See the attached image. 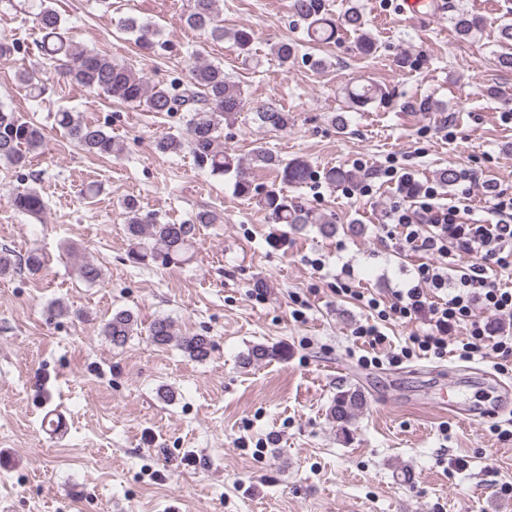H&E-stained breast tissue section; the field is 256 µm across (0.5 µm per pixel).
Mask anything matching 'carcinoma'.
Here are the masks:
<instances>
[{
	"label": "carcinoma",
	"mask_w": 512,
	"mask_h": 512,
	"mask_svg": "<svg viewBox=\"0 0 512 512\" xmlns=\"http://www.w3.org/2000/svg\"><path fill=\"white\" fill-rule=\"evenodd\" d=\"M219 2L188 0L186 24L204 32L213 41H222L225 36H230L239 53L250 58L252 32L247 28L237 29L231 34L225 31ZM290 10L306 22L307 37L314 42H331L339 32L349 30L357 34V45L363 54L370 55L376 49L374 39L366 30L367 21L354 6L345 9L336 19L326 11L324 0H292ZM34 23L42 34L40 47L43 58L56 64L57 72L63 78L92 93L136 105L148 112L188 114L185 134L156 138L154 146L157 152L177 154L189 149L197 164L208 168L211 174L233 177L234 193L240 198L255 201L276 224H284L294 231L307 224H314L325 236L336 233V224L332 219L299 205L288 195L289 188L299 187L319 176L308 161H284L265 148L258 147L253 151L250 162L245 163L219 144L224 122L235 120L245 110L250 112L253 122L277 131H284L294 124L292 113L273 102L246 108L247 100L240 85L224 75V68L211 62H195L185 80H175L168 84L153 83L142 71L116 62L65 36L60 15L46 0H39ZM481 24L480 18L464 13L456 18L457 33L463 38L477 32ZM116 26L134 34L135 41L148 54L158 47L163 50L169 48L168 43L157 40V29L149 22L121 17ZM499 39L507 52L498 55V66L510 71L512 24L501 26ZM271 53L280 64L286 66L295 59L296 47L289 42H280L271 47ZM17 79L36 97L44 92L42 84L37 82L34 69L20 70ZM389 97L390 92L373 83L356 85L347 90L349 103L356 110L377 100L384 103ZM56 124L86 152L100 155L118 153L112 136L101 125L86 121L72 111L57 112ZM44 140L45 134L39 126L15 110L0 105V162L24 169L31 165L33 153L42 146ZM255 165L276 167L278 182L264 186L255 184L250 175V169ZM319 177L330 185H341L352 181L354 174L342 167H334L326 169ZM11 204L18 212L34 218L39 217L47 207L44 197L29 187L13 190ZM124 208L127 256L131 263L138 265L150 262L169 265L189 260V250L196 239L198 225L223 221V216L216 212L202 211L192 224H161L153 214L144 211L133 200L126 201ZM45 266V255L37 249H31L17 258L7 252L0 254V275L14 269H25L31 274H37ZM79 273L88 283H95L102 276L100 268L90 259L82 262ZM102 332L112 341V345L122 347L131 336L137 334V321L130 312L118 311L103 323ZM148 336L157 345L175 344L195 361H204L210 355L211 344L207 337L182 336L175 322L167 317L155 319L148 328ZM276 356V349L257 345L243 357V362L251 364ZM364 405L363 393L357 388H350L336 396L329 408V415L337 427L345 432L355 412Z\"/></svg>",
	"instance_id": "cac0c4a2"
}]
</instances>
